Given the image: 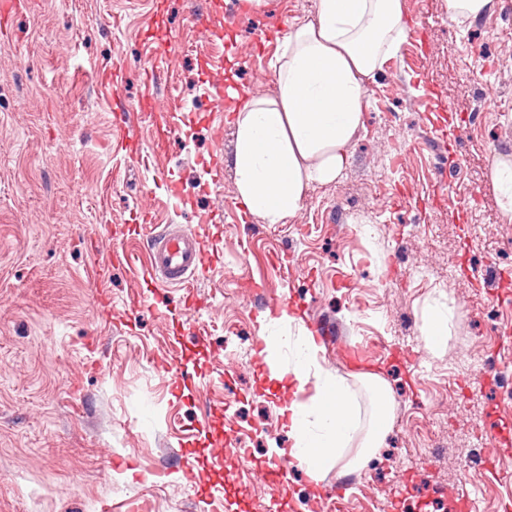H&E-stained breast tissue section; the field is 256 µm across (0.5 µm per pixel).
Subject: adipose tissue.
<instances>
[{
	"label": "adipose tissue",
	"instance_id": "adipose-tissue-1",
	"mask_svg": "<svg viewBox=\"0 0 512 512\" xmlns=\"http://www.w3.org/2000/svg\"><path fill=\"white\" fill-rule=\"evenodd\" d=\"M407 21L404 0H318L315 19H293L276 56L275 95L238 97L233 167L250 214L286 223L311 182L336 179L363 126L365 82L399 53ZM315 349L311 334H302L290 370L298 384H314V396L281 409L292 439L287 453L313 478L334 462L362 467L382 447L395 406L388 383L369 377L371 413L362 418L343 378L310 372Z\"/></svg>",
	"mask_w": 512,
	"mask_h": 512
}]
</instances>
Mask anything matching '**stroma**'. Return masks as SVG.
<instances>
[{"label": "stroma", "mask_w": 512, "mask_h": 512, "mask_svg": "<svg viewBox=\"0 0 512 512\" xmlns=\"http://www.w3.org/2000/svg\"><path fill=\"white\" fill-rule=\"evenodd\" d=\"M18 2L0 20V512H313L347 471L266 477L290 439L254 361L264 308L251 280L288 298L297 325L324 318L365 346L392 389L394 422L347 512H448L465 494L505 512L512 451L484 466L472 455L489 431L512 432L498 396L512 224L490 180L512 157V5L459 25L446 0H405L424 32L366 81L341 173L265 224L238 198L233 104L215 112L209 91L272 95L278 46L256 39L314 18L317 0ZM145 214L214 253L192 289L154 285ZM440 296L456 315L432 352L421 327ZM407 472L418 479L404 489Z\"/></svg>", "instance_id": "1"}]
</instances>
